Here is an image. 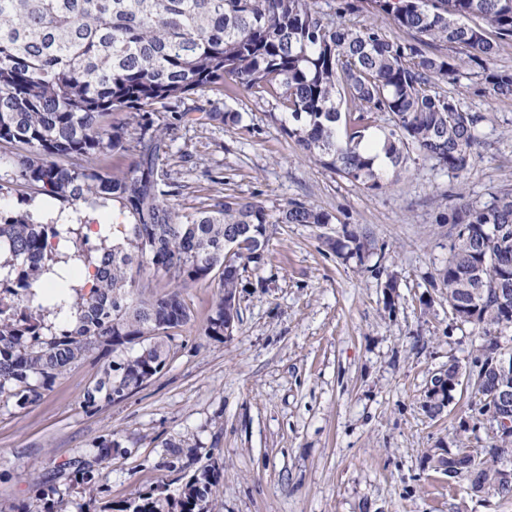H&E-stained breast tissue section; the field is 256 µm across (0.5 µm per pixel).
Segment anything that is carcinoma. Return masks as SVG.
Returning a JSON list of instances; mask_svg holds the SVG:
<instances>
[{
	"mask_svg": "<svg viewBox=\"0 0 512 512\" xmlns=\"http://www.w3.org/2000/svg\"><path fill=\"white\" fill-rule=\"evenodd\" d=\"M373 8L412 41L389 38L381 26L338 25L314 0H0V155L13 160L9 183L23 207L0 208V402L39 401L66 368L109 352L104 377L86 390L96 406L132 394L166 365L170 332L192 312L181 289L213 281L236 294L240 269L260 261L272 224H329L331 217L292 202L275 218L259 202L213 198L193 215L180 213L160 188L159 160L168 144L153 125L157 104L181 101L214 85L226 95L242 87L273 98L290 124L283 134L301 152L370 191L384 187L368 139L376 115L392 170L416 150L456 173L467 169L483 116L461 109L439 90L465 65L482 70L489 91L512 95V71L494 68L512 41V0H372ZM448 43L465 57L425 54ZM116 112L125 119L116 121ZM200 122L235 125L241 114L201 111ZM125 171L107 158L127 151ZM59 202L43 222L24 205L38 196ZM119 205L126 222L89 224L84 207ZM448 265L439 275L455 319L484 330L469 377L488 396L502 384L489 362L499 347L495 327L512 326V192L481 207L461 204ZM249 233L232 255L225 240ZM170 290L142 295L152 279ZM54 280L62 292L18 309L20 291ZM224 336V300L205 328ZM461 374L448 361L446 393L428 400L436 416L453 398ZM475 419L498 427V407L479 399ZM512 434L498 435L477 464L450 448L436 460L448 478L467 475L476 493L512 498V481L496 465ZM217 469L202 467L179 497L136 492L117 512H215L209 500Z\"/></svg>",
	"mask_w": 512,
	"mask_h": 512,
	"instance_id": "carcinoma-1",
	"label": "carcinoma"
}]
</instances>
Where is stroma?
<instances>
[{
	"label": "stroma",
	"mask_w": 512,
	"mask_h": 512,
	"mask_svg": "<svg viewBox=\"0 0 512 512\" xmlns=\"http://www.w3.org/2000/svg\"><path fill=\"white\" fill-rule=\"evenodd\" d=\"M316 0L339 24L402 29L369 0ZM461 108L483 115L467 170L454 174L411 153L396 181L369 191L309 160L273 118L278 106L252 91L211 87L179 112L151 118L169 145L160 161L169 201L195 213L215 191L262 203L273 214L301 201L329 224H279L259 263L241 272L239 319L230 336H206L216 284L185 289L189 325L175 332L163 371L130 397L84 408L102 375L93 355L74 362L40 401L0 407V512H112L133 490L177 498L203 465L219 477L221 512H512V499L473 494L428 459L445 448H485L488 423L471 417V387L436 417L422 402L449 360L470 366L481 331L453 318L433 282L448 262L458 202L483 206L512 189V96L488 92L478 69L442 84ZM202 107L240 112L234 126L187 120ZM352 231L370 242L341 255L329 239ZM119 447L95 468L93 492L74 470L99 440Z\"/></svg>",
	"instance_id": "obj_1"
}]
</instances>
